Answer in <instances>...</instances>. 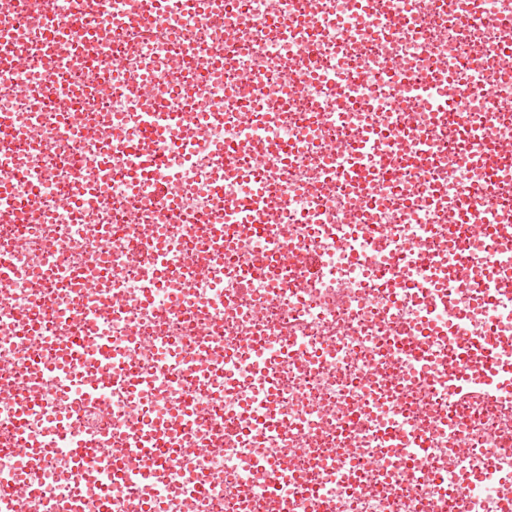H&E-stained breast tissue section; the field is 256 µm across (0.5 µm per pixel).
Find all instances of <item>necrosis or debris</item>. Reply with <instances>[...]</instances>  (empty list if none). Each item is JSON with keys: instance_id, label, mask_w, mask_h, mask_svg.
Masks as SVG:
<instances>
[{"instance_id": "necrosis-or-debris-1", "label": "necrosis or debris", "mask_w": 512, "mask_h": 512, "mask_svg": "<svg viewBox=\"0 0 512 512\" xmlns=\"http://www.w3.org/2000/svg\"><path fill=\"white\" fill-rule=\"evenodd\" d=\"M46 13L62 27L54 47L36 40ZM0 24V113L18 136L38 130L0 166L25 201L0 210L16 271L0 288V393L39 396L0 405V481L23 469L7 447L21 414L63 512L74 500L143 512L154 498L165 512H506L512 359L492 376L466 359L488 337L512 341V277L481 280L512 264V239L490 246L446 218L484 204L512 223V197L476 169L483 145L512 139V114L493 106L512 75L497 46L512 0H170L163 14L151 0H19ZM360 71L368 80L352 82ZM142 72L182 115L151 147L178 175L171 202L153 172L125 179L149 109L129 81ZM61 84L80 90L67 113ZM105 166L111 179L82 181ZM257 183L279 217L253 236L232 217ZM213 224L224 253L209 263ZM155 243L174 259L149 288ZM57 262L70 284L44 279ZM100 336L116 358L105 378L91 360L48 373L59 346ZM161 340L181 369L161 361ZM215 354L221 369L201 380ZM55 413L71 436L124 439L176 414L184 444L210 453L141 459L153 478L135 484L109 448L76 464ZM271 447L294 465L287 481ZM196 470L208 489L189 502L180 488Z\"/></svg>"}]
</instances>
